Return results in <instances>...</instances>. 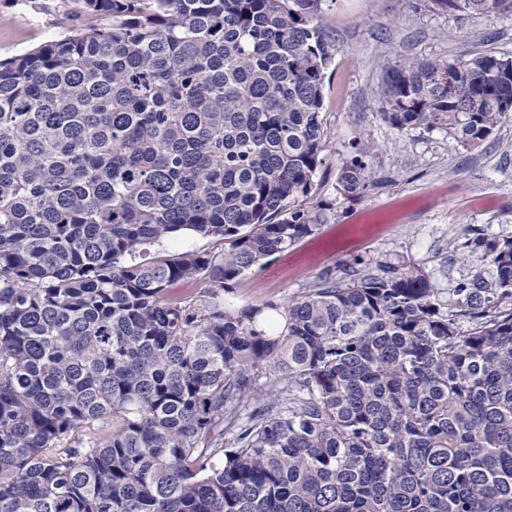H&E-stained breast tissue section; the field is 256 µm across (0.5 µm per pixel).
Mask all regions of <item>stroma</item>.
<instances>
[{
	"label": "stroma",
	"mask_w": 512,
	"mask_h": 512,
	"mask_svg": "<svg viewBox=\"0 0 512 512\" xmlns=\"http://www.w3.org/2000/svg\"><path fill=\"white\" fill-rule=\"evenodd\" d=\"M325 33L335 55L324 87L326 147L311 192L328 204L315 235L246 271L225 300L233 308L285 301L326 273L411 263L447 301L461 281L488 272L463 242L480 232L512 238V119L466 148L440 129H400L380 114L382 64L453 60L465 52L512 56V15L455 19L427 0H326ZM75 0H0V60L95 24ZM372 143L370 185L349 198L336 190L339 169Z\"/></svg>",
	"instance_id": "stroma-1"
}]
</instances>
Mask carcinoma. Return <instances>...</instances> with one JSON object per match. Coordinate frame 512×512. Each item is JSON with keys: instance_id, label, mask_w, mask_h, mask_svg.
<instances>
[{"instance_id": "obj_1", "label": "carcinoma", "mask_w": 512, "mask_h": 512, "mask_svg": "<svg viewBox=\"0 0 512 512\" xmlns=\"http://www.w3.org/2000/svg\"><path fill=\"white\" fill-rule=\"evenodd\" d=\"M78 2L97 24L0 61V512H512V240L468 241L491 273L446 306L387 264L224 304L327 220L300 201L325 0ZM377 97L477 147L512 119V56L387 66ZM183 232L224 250L151 252Z\"/></svg>"}]
</instances>
